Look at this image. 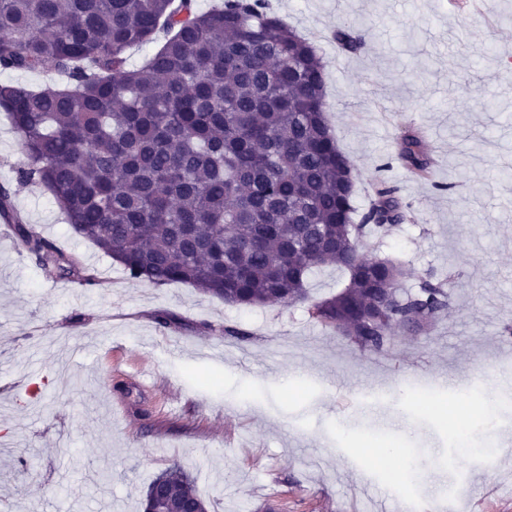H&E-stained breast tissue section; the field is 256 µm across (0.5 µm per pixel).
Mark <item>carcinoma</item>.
Listing matches in <instances>:
<instances>
[{"label":"carcinoma","instance_id":"carcinoma-1","mask_svg":"<svg viewBox=\"0 0 512 512\" xmlns=\"http://www.w3.org/2000/svg\"><path fill=\"white\" fill-rule=\"evenodd\" d=\"M332 38L349 54L363 44L347 25ZM147 44L129 67L127 51ZM0 69L64 78L0 84V112L27 158L20 179L131 278L189 284L231 306L292 305L308 300L313 270L334 265L346 282L309 313L361 352L425 335L448 311L444 282L428 274L408 292L398 264L365 255L408 220L409 204L383 176L386 161L357 212L355 168L326 115L325 66L268 0H220L202 13L192 0H0ZM396 159L424 177L429 145L406 130ZM0 214L38 268L98 284L2 185ZM157 483L164 512H210L183 465Z\"/></svg>","mask_w":512,"mask_h":512}]
</instances>
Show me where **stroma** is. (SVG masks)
Here are the masks:
<instances>
[{
	"instance_id": "obj_1",
	"label": "stroma",
	"mask_w": 512,
	"mask_h": 512,
	"mask_svg": "<svg viewBox=\"0 0 512 512\" xmlns=\"http://www.w3.org/2000/svg\"><path fill=\"white\" fill-rule=\"evenodd\" d=\"M270 5L323 58L327 118L356 168L358 209L402 131L427 140V177L397 163L386 173L410 221L367 253L397 260L408 289L430 272L449 278L447 316L378 355L304 304L231 306L130 279L71 236L39 186L18 182L26 157L0 112V185L99 277L92 288L46 277L0 223V512H140L175 461L216 512H401L406 499L448 512L462 476L476 484L470 512H512V456L454 451L447 414L404 394L418 384L512 441V408L484 411L474 393L512 395V0L479 11L451 0ZM341 21L358 28L359 53L332 40ZM161 312L172 317L164 327ZM33 356L45 384L29 396ZM144 373L157 387L141 384Z\"/></svg>"
}]
</instances>
